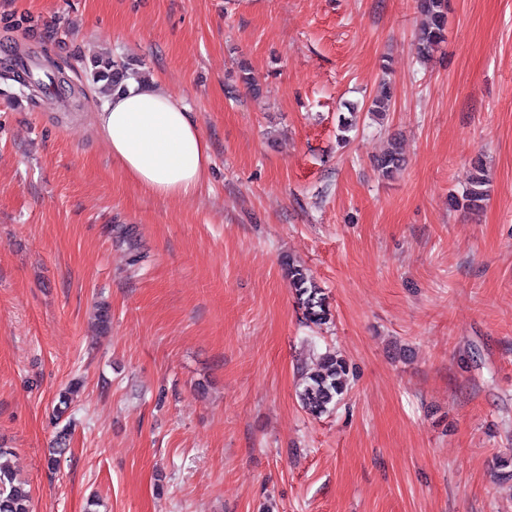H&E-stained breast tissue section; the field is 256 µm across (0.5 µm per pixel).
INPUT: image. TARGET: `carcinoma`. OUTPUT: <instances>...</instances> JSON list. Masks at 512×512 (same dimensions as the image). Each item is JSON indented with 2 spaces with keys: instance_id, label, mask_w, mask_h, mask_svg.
I'll return each instance as SVG.
<instances>
[{
  "instance_id": "carcinoma-1",
  "label": "carcinoma",
  "mask_w": 512,
  "mask_h": 512,
  "mask_svg": "<svg viewBox=\"0 0 512 512\" xmlns=\"http://www.w3.org/2000/svg\"><path fill=\"white\" fill-rule=\"evenodd\" d=\"M449 0H418V9L424 20L415 33L413 46L417 57L427 60L447 39ZM138 75L130 64L110 57L93 62L92 79L100 92L107 94L125 85V81ZM392 96L390 88L382 87L381 93L373 100L370 112L382 115L390 111ZM406 158L400 142L393 140L380 155L375 157L373 166L382 175H389L405 163ZM489 196V180L480 162H475L474 173L461 195L450 198V206L465 212L482 209ZM288 278L299 300L316 315L318 288L300 268L288 265ZM349 368L344 359L327 352L320 356L316 370L307 372L297 392L300 405L314 416L329 413L343 399L348 391ZM76 387L70 386L56 397L53 414L56 422L65 419L74 400ZM69 425L62 426L45 454V464L54 470L68 452ZM11 457L13 449L0 446V512H32L31 496L26 489Z\"/></svg>"
}]
</instances>
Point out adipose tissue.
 Listing matches in <instances>:
<instances>
[{"instance_id": "adipose-tissue-1", "label": "adipose tissue", "mask_w": 512, "mask_h": 512, "mask_svg": "<svg viewBox=\"0 0 512 512\" xmlns=\"http://www.w3.org/2000/svg\"><path fill=\"white\" fill-rule=\"evenodd\" d=\"M94 126L130 180L143 192L186 197L207 179L210 146L186 105L159 79L112 91Z\"/></svg>"}]
</instances>
